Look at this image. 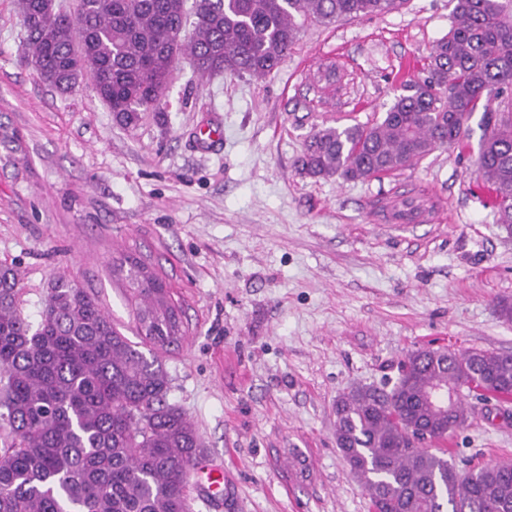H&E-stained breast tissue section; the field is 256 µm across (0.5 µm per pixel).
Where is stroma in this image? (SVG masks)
Masks as SVG:
<instances>
[{"label":"stroma","instance_id":"35a3bbf8","mask_svg":"<svg viewBox=\"0 0 512 512\" xmlns=\"http://www.w3.org/2000/svg\"><path fill=\"white\" fill-rule=\"evenodd\" d=\"M451 0L324 25L265 79L179 63L160 112L116 124L91 80L70 93L22 63L17 0H0V266L38 323L55 276L98 296L138 341L112 261L136 257L169 284L184 334L161 350L168 400L205 453L194 512H369L336 445L335 403L391 389L420 349L512 353V237L477 173L483 134L379 178L313 177L299 160L328 126L381 120L452 23ZM217 124L220 141L199 139ZM433 190L434 224L380 223L373 199ZM448 441L467 470L512 460V400L470 394Z\"/></svg>","mask_w":512,"mask_h":512}]
</instances>
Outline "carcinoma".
Wrapping results in <instances>:
<instances>
[{
    "instance_id": "obj_1",
    "label": "carcinoma",
    "mask_w": 512,
    "mask_h": 512,
    "mask_svg": "<svg viewBox=\"0 0 512 512\" xmlns=\"http://www.w3.org/2000/svg\"><path fill=\"white\" fill-rule=\"evenodd\" d=\"M404 0H82L68 23H29L18 0L23 57L60 88L63 59L84 44L91 71L112 74V116L137 125L167 88L147 67L171 71L172 53L201 74L262 78L298 40L297 18L320 23L381 15ZM453 25L432 49L423 80L371 125L325 127L300 164L314 177L365 180L412 166L460 142L483 110L481 176L495 191L496 223L512 234V0H454ZM194 17L191 35H183ZM138 345L97 296L55 278L40 321L17 306L18 275L0 266V512H192L189 477L203 452L194 425L168 402L159 350L182 335L166 282L129 257ZM147 347L142 351L139 346ZM480 371L512 383V355L417 350L389 392L357 389L336 402V442L375 512H512V463L461 472L429 448L403 443L424 425L443 440L468 425L462 386Z\"/></svg>"
}]
</instances>
